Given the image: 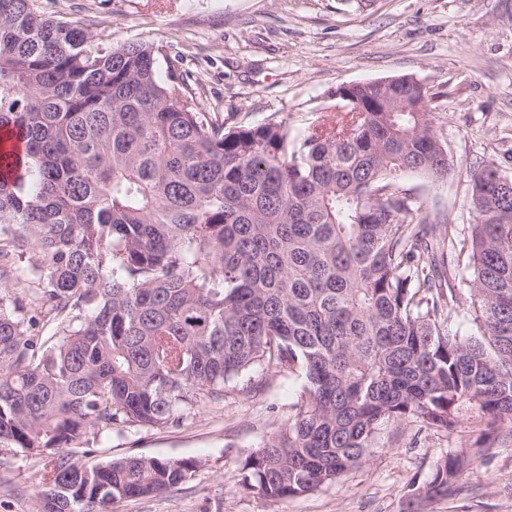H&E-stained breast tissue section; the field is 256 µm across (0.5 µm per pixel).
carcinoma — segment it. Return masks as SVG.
I'll use <instances>...</instances> for the list:
<instances>
[{"mask_svg":"<svg viewBox=\"0 0 512 512\" xmlns=\"http://www.w3.org/2000/svg\"><path fill=\"white\" fill-rule=\"evenodd\" d=\"M156 53L0 0V132L23 144L0 156V447L40 457L41 512L178 489L195 460L84 466L68 448L163 428L255 371L304 375L241 468L272 501L336 483L390 421L470 423L486 448L512 432V178L472 176L460 289L453 240L404 185L452 170L436 94L343 85L347 110L300 136L273 118L228 129L176 74L159 81ZM24 277L29 318L10 288ZM462 299L466 338L446 314ZM467 466L441 456L418 496L448 495Z\"/></svg>","mask_w":512,"mask_h":512,"instance_id":"cac0c4a2","label":"carcinoma"}]
</instances>
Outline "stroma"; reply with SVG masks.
Instances as JSON below:
<instances>
[{"instance_id":"1","label":"stroma","mask_w":512,"mask_h":512,"mask_svg":"<svg viewBox=\"0 0 512 512\" xmlns=\"http://www.w3.org/2000/svg\"><path fill=\"white\" fill-rule=\"evenodd\" d=\"M103 34L112 45L139 39L174 60L201 107L226 126L269 116L303 133L312 113L334 105L339 85L408 76L437 95L435 117L452 171L406 186L455 241L475 219L472 171L512 177V0H39ZM294 374H255L223 403L200 399L179 425L116 427L90 446L87 464L126 456L190 458L198 470L173 492L116 503L114 512H409L416 487L443 453L474 454L476 434L416 423L378 430L366 462L335 484L285 501L240 486L245 458L294 412ZM38 457L0 451V512H38ZM420 512H512V438L476 462L462 491L423 501Z\"/></svg>"}]
</instances>
